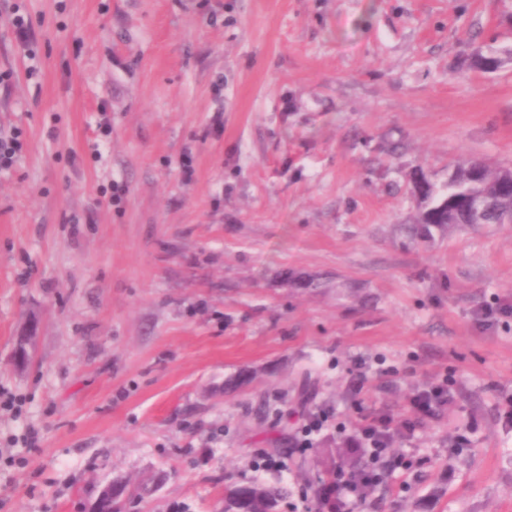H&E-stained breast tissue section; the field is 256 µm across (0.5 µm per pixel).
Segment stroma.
<instances>
[{"label":"stroma","instance_id":"35a3bbf8","mask_svg":"<svg viewBox=\"0 0 512 512\" xmlns=\"http://www.w3.org/2000/svg\"><path fill=\"white\" fill-rule=\"evenodd\" d=\"M479 46L512 48V0H0V512L253 480L307 512L360 412L443 383L355 512H512V316L476 319L512 303V224L404 230L449 164L512 168V61Z\"/></svg>","mask_w":512,"mask_h":512}]
</instances>
